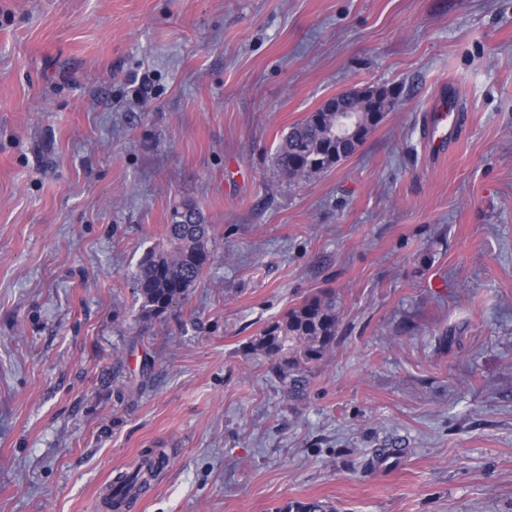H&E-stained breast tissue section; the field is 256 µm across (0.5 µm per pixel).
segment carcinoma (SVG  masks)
<instances>
[{
	"label": "carcinoma",
	"mask_w": 512,
	"mask_h": 512,
	"mask_svg": "<svg viewBox=\"0 0 512 512\" xmlns=\"http://www.w3.org/2000/svg\"><path fill=\"white\" fill-rule=\"evenodd\" d=\"M363 141L362 137L336 139V113L314 112L290 127L277 148L276 166L284 178L298 183L337 165L343 157H351ZM164 236L165 244L146 251L133 272L142 310L154 315L185 298L209 261V225L201 212L188 216L182 207H174ZM338 333L336 296L321 292L268 324L251 347L272 362L288 397L299 400L310 375L336 345ZM154 471L155 463L148 461L121 473L115 484L120 491L142 488ZM277 512H336V508L322 501H292Z\"/></svg>",
	"instance_id": "cac0c4a2"
}]
</instances>
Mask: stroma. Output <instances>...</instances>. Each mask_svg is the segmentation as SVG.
<instances>
[{
    "label": "stroma",
    "instance_id": "stroma-1",
    "mask_svg": "<svg viewBox=\"0 0 512 512\" xmlns=\"http://www.w3.org/2000/svg\"><path fill=\"white\" fill-rule=\"evenodd\" d=\"M377 85L353 156L280 176ZM184 202L209 264L150 315L131 274ZM322 290L292 400L250 343ZM154 449L129 512H512V0H0V512H96ZM340 95L329 99L323 107L335 112H314L307 119L290 127L279 144L275 162L288 182L299 183L337 165L342 156L351 157L366 137L336 141V112H348L338 107ZM330 100H336L328 107ZM429 112L428 139L433 142L448 139V149V145L452 142V136L454 135L452 113L455 112V109L446 107L442 101H436L430 107ZM155 463L148 461L144 466L138 465L130 471L121 473L114 482V485H118L119 491H130L134 488L145 487L149 481V478L153 476L155 471Z\"/></svg>",
    "mask_w": 512,
    "mask_h": 512
}]
</instances>
